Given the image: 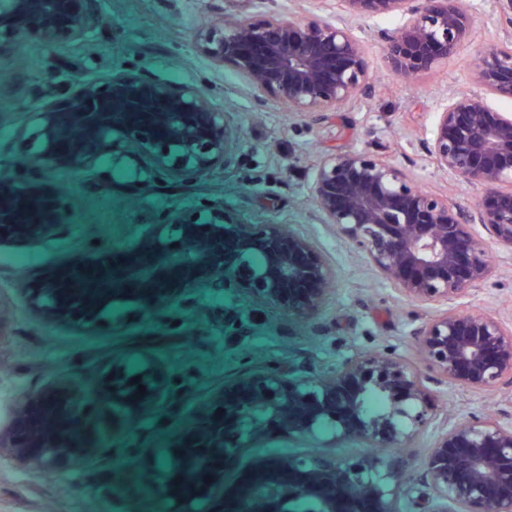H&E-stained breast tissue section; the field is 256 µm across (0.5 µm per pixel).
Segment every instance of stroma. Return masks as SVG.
<instances>
[{
    "label": "stroma",
    "instance_id": "1",
    "mask_svg": "<svg viewBox=\"0 0 512 512\" xmlns=\"http://www.w3.org/2000/svg\"><path fill=\"white\" fill-rule=\"evenodd\" d=\"M473 33L447 65L414 79L387 71L378 30L393 18L355 20L375 80L369 95L336 111L300 117L275 101L258 100L244 80L205 54L198 32L232 15L257 20L277 12L300 19L336 15V0H87L90 28L77 41L45 44L27 38L0 49V166L24 188L44 184L63 207L62 221L38 230L30 242H0V512H165L169 491L133 470L130 449L142 462H158L169 444L188 432L224 384L250 366L285 369L294 377L357 353L381 350L417 359L414 330L430 315L398 295L333 226L322 223L310 187L325 157L370 148L387 156L422 186L472 206L482 190L457 185L437 171L425 150L433 114L448 93L472 91L470 65L483 47L503 41L497 0H471ZM154 82L196 85L210 103L229 112L238 130L234 160L198 179L160 191L142 190L160 170L176 171V157L156 161L120 147L106 160L90 156L74 166L32 165L47 143L38 136L42 109L71 98L81 84L108 93L112 71ZM228 211L243 224H285L307 235L336 269L334 291L320 314L299 319L256 304L247 295L194 279L166 304L147 308L144 291L115 292L96 323L79 327L53 316L45 288L66 260L163 248L179 236L166 211L193 216L200 207ZM474 233L495 262L493 276L461 299L459 307L512 317V245L483 226ZM138 358L140 368L186 380L181 410L165 399L137 412L112 400L103 381L112 364ZM50 388L83 403L82 425L105 454L95 462L63 463L54 474L40 459L19 454L18 421L29 395ZM439 407L458 419L511 412L512 394L479 395L457 388L434 390ZM242 446L222 467V497L237 501L264 449L291 457L316 454L350 462L360 448L333 447L324 434L258 438L241 429Z\"/></svg>",
    "mask_w": 512,
    "mask_h": 512
}]
</instances>
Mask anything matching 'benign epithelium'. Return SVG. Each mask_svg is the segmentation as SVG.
<instances>
[{
    "instance_id": "obj_1",
    "label": "benign epithelium",
    "mask_w": 512,
    "mask_h": 512,
    "mask_svg": "<svg viewBox=\"0 0 512 512\" xmlns=\"http://www.w3.org/2000/svg\"><path fill=\"white\" fill-rule=\"evenodd\" d=\"M338 3L342 15L334 20L286 19L277 13L251 22L227 20L201 47L241 75L256 96L306 116L341 108L371 91L373 75L354 20H401L378 32L387 68L400 77L448 63L473 31L465 0ZM84 4L64 0L61 11L50 13L44 0H0V30L49 44L62 36L78 40L87 30ZM471 72L476 89L448 94L435 112L427 152L449 180L481 186L472 208L421 188L389 158L368 149L323 158L311 185L322 223L334 225L354 250L367 255L401 297L433 310L414 332L421 364L365 351L334 366L312 368L301 378L250 367L214 396L212 409L200 418L209 452L226 458L239 446L245 422L278 437L308 435L326 425L334 443L361 448H407L416 437L436 431L424 470L408 474L402 462L389 463L374 453L345 464L327 455L276 454L256 466L262 489L250 490L244 512H282L279 506L298 501L310 503L314 512H402L411 483L427 488L430 512H512V416L501 412L453 422L429 387L433 382L485 395L512 389V320L452 305L494 272L474 225L512 245V113L491 105L493 99L512 100V39L480 51ZM79 102L114 114L134 103L159 104L147 123L127 126L126 135L156 154L177 144L196 176L232 156L229 113L216 110L201 88L161 87L120 73L112 76L109 95L86 83L69 111L50 113L44 135L50 142L73 137L71 157L102 147L99 125L75 122ZM16 199L17 189L1 168L0 204ZM167 222L179 228L180 238L177 248L158 256L150 268L157 304L168 300L169 279L194 271L216 288L237 289L299 318L314 316L329 297L336 269L310 238L281 224H240L227 213L190 222L177 212L169 213ZM33 227L25 221L2 223L0 242L19 240ZM50 308L77 326L96 320L66 295L56 296ZM112 385L125 392L145 387L137 400L146 407L171 394L173 377L160 371L134 383L126 367L115 364ZM374 398L381 402L377 409L369 408ZM58 402L54 390L37 394L26 420ZM19 451L42 458L49 473L61 460L95 461L103 454L82 432L69 447L31 437ZM190 475L178 444L168 482L181 484Z\"/></svg>"
}]
</instances>
